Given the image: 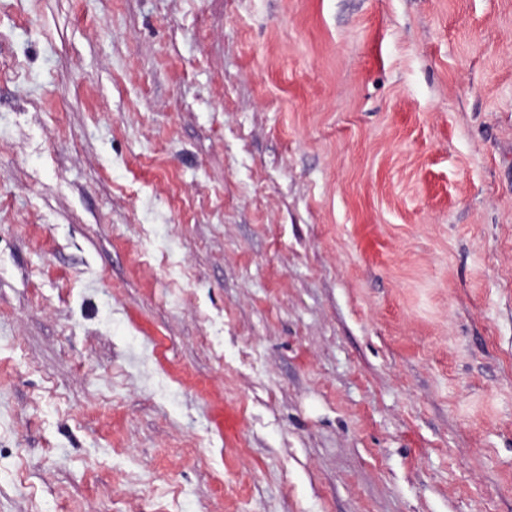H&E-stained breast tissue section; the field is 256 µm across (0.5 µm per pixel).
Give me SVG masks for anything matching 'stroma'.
<instances>
[{
  "instance_id": "35a3bbf8",
  "label": "stroma",
  "mask_w": 512,
  "mask_h": 512,
  "mask_svg": "<svg viewBox=\"0 0 512 512\" xmlns=\"http://www.w3.org/2000/svg\"><path fill=\"white\" fill-rule=\"evenodd\" d=\"M0 512H512V0H0Z\"/></svg>"
}]
</instances>
